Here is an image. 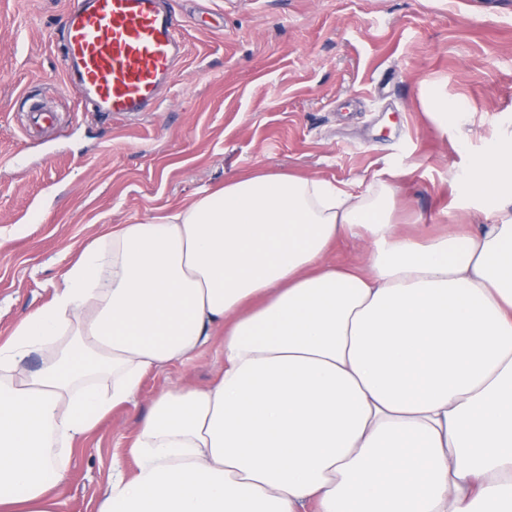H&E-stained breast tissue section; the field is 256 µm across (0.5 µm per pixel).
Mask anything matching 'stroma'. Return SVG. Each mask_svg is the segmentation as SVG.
<instances>
[{
    "label": "stroma",
    "instance_id": "35a3bbf8",
    "mask_svg": "<svg viewBox=\"0 0 512 512\" xmlns=\"http://www.w3.org/2000/svg\"><path fill=\"white\" fill-rule=\"evenodd\" d=\"M79 0H0V341L50 302L73 250L253 170L352 184L402 170L394 220L433 235L490 223L462 187L512 146V0H169L180 61L158 104L106 117L83 104L54 35ZM53 95H45V88ZM55 110L32 125L22 99ZM460 108L443 120V105ZM223 334L149 374L75 449L64 512H93L113 458L176 380L210 384Z\"/></svg>",
    "mask_w": 512,
    "mask_h": 512
}]
</instances>
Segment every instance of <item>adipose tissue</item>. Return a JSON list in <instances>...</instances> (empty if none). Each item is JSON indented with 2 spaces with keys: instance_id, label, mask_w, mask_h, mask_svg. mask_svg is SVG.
<instances>
[{
  "instance_id": "obj_1",
  "label": "adipose tissue",
  "mask_w": 512,
  "mask_h": 512,
  "mask_svg": "<svg viewBox=\"0 0 512 512\" xmlns=\"http://www.w3.org/2000/svg\"><path fill=\"white\" fill-rule=\"evenodd\" d=\"M466 192L491 223L421 238L388 182L251 172L93 239L0 343V512H61L76 442L219 327L95 512H512V148ZM365 244L350 237H343L330 253L329 258L340 265L359 264L364 257Z\"/></svg>"
}]
</instances>
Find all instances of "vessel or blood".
Returning <instances> with one entry per match:
<instances>
[{
	"instance_id": "obj_1",
	"label": "vessel or blood",
	"mask_w": 512,
	"mask_h": 512,
	"mask_svg": "<svg viewBox=\"0 0 512 512\" xmlns=\"http://www.w3.org/2000/svg\"><path fill=\"white\" fill-rule=\"evenodd\" d=\"M162 0H82L67 12L60 46L79 95L102 113L134 115L158 100L182 52Z\"/></svg>"
}]
</instances>
